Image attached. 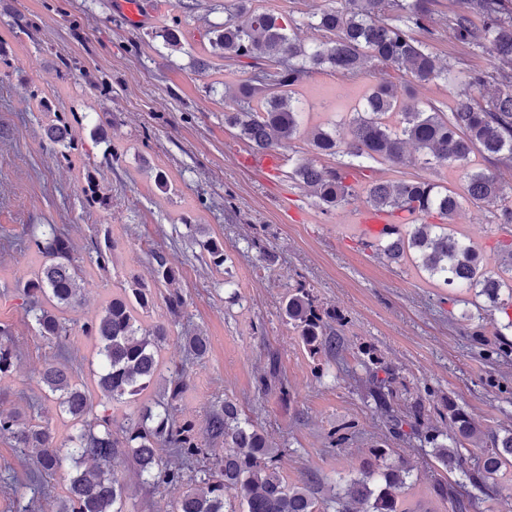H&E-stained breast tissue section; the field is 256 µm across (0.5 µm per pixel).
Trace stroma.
<instances>
[{
	"mask_svg": "<svg viewBox=\"0 0 512 512\" xmlns=\"http://www.w3.org/2000/svg\"><path fill=\"white\" fill-rule=\"evenodd\" d=\"M225 0H143L155 23L132 25L115 0H0V325L13 334L19 352L10 377L0 381V410L25 409L42 399L58 439L68 427L55 405L43 400L36 373L56 348L36 335L18 288L42 262L17 249L32 224H55L86 257L99 225L112 227L118 242L114 270L87 267L84 296L73 310L79 322L94 320L114 285L129 272L150 278L148 253L164 246L181 272L185 318L209 337L208 358L190 369L191 387L180 403L182 419L203 427L206 408L217 397L235 400L280 449L279 467L291 483L309 479L317 498L329 496L337 479L356 478L382 434L372 400L351 372L362 349H370L396 377L400 402L427 409L453 400L483 432L512 431V356L482 355L481 337L497 327L489 313L473 320L453 304L455 289L428 282L412 266L388 262L377 248L363 246L355 216L366 210L368 181L428 177L460 192L451 227L496 268L499 231L489 207L462 195L458 172L368 163L353 171L356 192L333 212L319 209L289 176L290 159L314 158L306 139L279 149L278 168L252 160L250 147L224 126V104L236 81L213 69L217 57L207 33L223 23ZM465 0H434L435 32L426 42L439 59L456 58L463 72L490 69L487 52L448 36V23ZM179 26L183 47L173 51L159 32ZM210 63L199 70L198 60ZM377 76L346 79L328 70L309 73L301 99L327 103L309 115L312 124L349 122L353 107ZM380 77L399 95L452 112L456 91L443 83L410 87V76L392 68ZM54 111L76 113L72 134L78 147L63 160L44 139L40 100ZM103 124L106 140L94 143ZM104 186L108 209L89 206L85 171ZM170 182L155 185L157 171ZM223 239L225 272L210 268L193 244V225ZM297 288L313 291L321 307L341 314L345 365L313 359L282 317V302ZM277 358L291 400L261 395L257 377ZM341 447H334L335 439ZM414 467L405 496L433 512H452L431 496L440 472L430 449L397 448ZM21 480L0 484V512H55L58 499H35L25 475L30 456L0 438V481L4 465ZM119 479L134 487L130 512H171L175 489L142 488L131 468Z\"/></svg>",
	"mask_w": 512,
	"mask_h": 512,
	"instance_id": "1",
	"label": "stroma"
}]
</instances>
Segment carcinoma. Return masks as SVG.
Instances as JSON below:
<instances>
[{
    "label": "carcinoma",
    "instance_id": "obj_1",
    "mask_svg": "<svg viewBox=\"0 0 512 512\" xmlns=\"http://www.w3.org/2000/svg\"><path fill=\"white\" fill-rule=\"evenodd\" d=\"M235 17L211 29L210 44L224 57L227 70L247 67L250 75L238 81L232 104L225 106L224 125L236 130L257 154L271 155L301 135L304 100L295 87L312 70L329 69L346 78L358 77L365 68L381 72L404 69L420 84H452L458 78L457 61L441 62L415 36L418 29L432 33L429 21L432 0H340L334 9L313 15L304 24L332 35L327 42L310 46L300 37V23L255 4L232 0ZM481 24H476L475 19ZM455 40L489 53L496 61L512 65V7L509 0H468V10L448 23ZM498 84L483 102L470 94H458L454 110L447 114L436 106L410 103L398 97L385 81L374 84L354 108L346 135L317 125L310 130L313 150L326 157L340 154L354 159L383 160L394 166L407 162L405 147L413 146L421 168L458 170L465 191L476 201L494 208L499 224H512V206L502 205L508 195L499 169L512 168V72L496 67L472 73L465 84L481 88ZM44 134L49 144L63 148L69 159L74 149L70 122L58 113L46 112ZM480 155L487 166L473 163ZM354 164H315L296 159L290 178L302 186L323 211L342 207L354 192L349 183ZM86 193L101 206L108 197L92 174L86 176ZM372 209L398 220L385 234L381 251L390 262L410 260L430 279L450 288H463L473 299H463V318H472L466 306L486 312L499 311L505 321L496 329L495 350L512 352V242L500 245L506 254L498 270L486 267L480 252L450 228L457 208V194L436 181L417 177L390 180L374 178L367 189ZM436 218L439 223H430ZM209 256L212 268L221 271L227 256L224 241L207 236L195 240ZM26 248L35 249L43 261L34 276L18 284L26 297L27 312L35 330L48 344L65 348L74 331L92 342V375L100 393L102 412L93 410L90 391L74 365L47 361L37 374L45 399L56 404L57 414L70 427L58 441L46 420L43 406L28 404L26 411L0 412V437L25 452L32 450L37 473L30 476L38 493L46 494L44 477L72 471L57 512H126L127 486L116 472L121 464L132 466L142 485L149 488L181 487L173 512H410L402 508L401 495L413 477L405 461L386 450L387 440L371 449L361 477L339 478L336 491L319 501L308 482L290 485L279 473V449L242 412L234 401L218 397L206 411L205 436L192 423L178 418V401L189 387L190 365L209 353V338L196 329L182 336L184 358L173 363L164 388L153 391L161 375V347L184 313L185 300L178 290L179 271L162 248L148 253L153 283L133 275L106 301L98 319L77 325L66 317L81 292L83 268L74 257L68 235L50 224L41 231L30 229ZM111 230L102 227L88 252L89 262L100 270L114 264ZM165 288L167 319L150 323L142 315L155 305V289ZM288 325L308 353L318 358L339 359L345 350L340 338L342 318L321 311L310 291L297 288L283 306ZM336 322L337 328L331 327ZM17 360L11 332L0 327V378L12 373ZM364 375L357 379L371 399L382 426L392 439L410 448H432L437 463L456 475L449 483L435 479L436 497L451 500L454 512L477 507L474 491L501 469L512 465V433L486 434L453 401L440 416L448 418L451 431L434 428L422 405L401 409L393 388V373L377 366L373 355L361 362ZM261 394L277 392L290 397L287 380L275 360L256 380ZM134 407L129 418L117 422L108 406ZM220 442L219 453H208L202 441ZM481 444L473 464L462 454L464 442ZM175 453L180 463L172 466L161 455Z\"/></svg>",
    "mask_w": 512,
    "mask_h": 512
}]
</instances>
